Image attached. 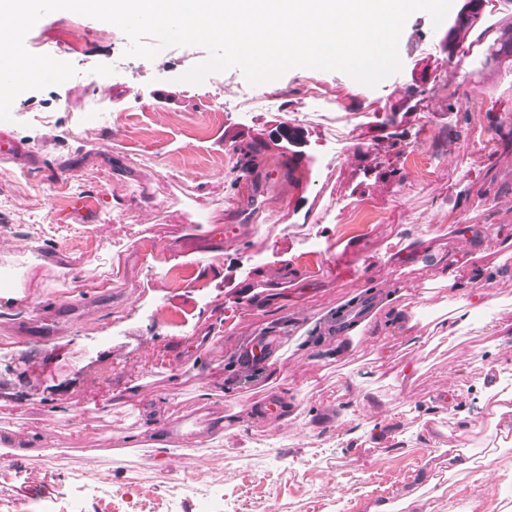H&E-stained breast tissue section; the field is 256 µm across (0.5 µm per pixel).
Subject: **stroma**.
I'll use <instances>...</instances> for the list:
<instances>
[{"instance_id": "35a3bbf8", "label": "stroma", "mask_w": 512, "mask_h": 512, "mask_svg": "<svg viewBox=\"0 0 512 512\" xmlns=\"http://www.w3.org/2000/svg\"><path fill=\"white\" fill-rule=\"evenodd\" d=\"M484 4V28L454 51L455 13L437 27L427 12L411 14L400 70L373 88L310 67L252 86L237 68L186 83L206 48L128 57L121 30L70 11L44 15L26 48L77 73L23 92L0 121V135L20 146L0 155V194L20 227L0 234V269L16 272L0 288V388L9 391L0 435L34 432L62 466L105 480L143 471L144 498L220 459L224 499L238 512H371L374 501L443 477L444 448L456 445L489 457L492 474L480 481L460 468L426 500L429 512H512V445L489 447L473 431L493 415L487 388L512 368V311L495 309L498 332L473 327L443 349L388 330L393 356L372 370L365 341L335 360L299 347L306 324L332 328L337 309L371 287L421 283L423 271L394 264L407 240L458 248L440 211L512 238V48L494 38L512 27V0ZM64 30L83 37L82 54L59 48ZM245 85L275 94L274 108L239 114ZM82 194L96 197L97 211L70 217ZM230 224L238 234L215 246ZM88 296L94 307L77 309L57 336L33 343L11 333L37 311ZM267 331L289 351L271 390L264 366H239L248 340ZM414 362L419 376L398 386ZM175 385L181 401L162 403ZM202 389L241 409L240 432L199 455L119 450L143 424L138 408L155 405L157 424H178ZM268 400L295 402L303 421L254 415ZM427 416L441 437L417 431ZM261 440L282 458L277 475L255 464Z\"/></svg>"}]
</instances>
